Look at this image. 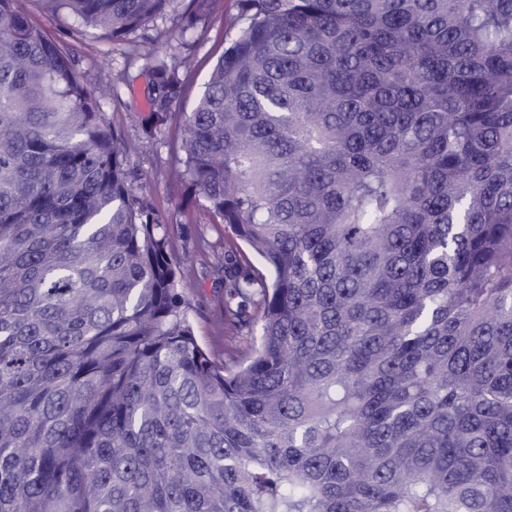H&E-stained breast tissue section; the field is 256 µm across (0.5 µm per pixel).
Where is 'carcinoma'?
Listing matches in <instances>:
<instances>
[{
    "mask_svg": "<svg viewBox=\"0 0 512 512\" xmlns=\"http://www.w3.org/2000/svg\"><path fill=\"white\" fill-rule=\"evenodd\" d=\"M43 2L113 40L178 5ZM236 2L192 111L190 55L145 89L261 331L217 362L101 95L0 0V512H512V0Z\"/></svg>",
    "mask_w": 512,
    "mask_h": 512,
    "instance_id": "obj_1",
    "label": "carcinoma"
}]
</instances>
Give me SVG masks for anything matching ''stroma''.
Here are the masks:
<instances>
[{
	"mask_svg": "<svg viewBox=\"0 0 512 512\" xmlns=\"http://www.w3.org/2000/svg\"><path fill=\"white\" fill-rule=\"evenodd\" d=\"M29 18L53 40L72 49L78 69L89 86L108 83L112 94L102 102L111 125L132 146L131 162L140 174L133 189L150 197L161 223L173 225L174 253L193 258L198 237H214L213 218L200 197L189 196L175 175L182 156L180 134L170 126L155 135L145 129V88L149 56L191 53L198 71L185 84L180 111H191L203 91L205 76L241 26L236 0H218L204 24L193 34L182 35L179 14L150 23L121 41L101 37L98 31L78 25L68 13L47 15L42 0H28ZM197 288L192 297L193 330L198 343L216 359L224 357V290L214 284L206 268L194 264Z\"/></svg>",
	"mask_w": 512,
	"mask_h": 512,
	"instance_id": "stroma-1",
	"label": "stroma"
}]
</instances>
